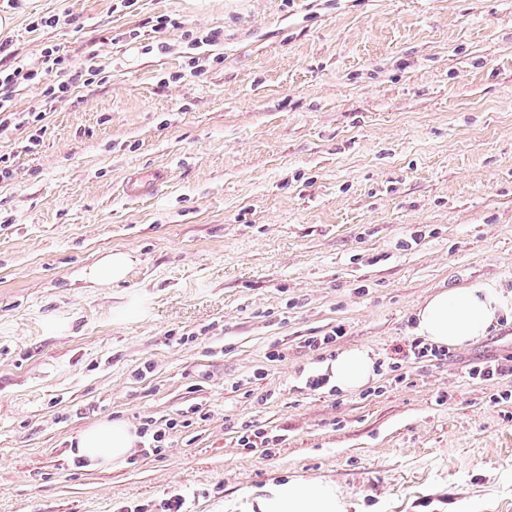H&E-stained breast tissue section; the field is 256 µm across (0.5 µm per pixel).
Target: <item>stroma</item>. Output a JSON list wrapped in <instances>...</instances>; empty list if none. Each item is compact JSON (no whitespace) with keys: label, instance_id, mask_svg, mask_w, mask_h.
<instances>
[{"label":"stroma","instance_id":"35a3bbf8","mask_svg":"<svg viewBox=\"0 0 512 512\" xmlns=\"http://www.w3.org/2000/svg\"><path fill=\"white\" fill-rule=\"evenodd\" d=\"M0 40L99 70L20 87L43 119L0 133V512H225L293 479L350 512H512V374L467 376L512 322L394 361L430 294L512 284V0H0ZM115 250L125 280L90 281ZM352 347L369 385L309 387ZM103 419L165 446L79 467ZM250 422L270 449L239 447ZM54 56V57H53ZM46 63L52 62L51 66L47 67L48 71L55 69L56 77L58 78L55 83L47 84L43 88V96L51 100H63L68 96V93L79 87L80 85H89L92 83V77L98 73L89 72V69L82 67H75L68 60L55 56L54 50L45 49ZM166 175L162 170H155L149 175H136L126 182V192L131 196H150L164 182ZM408 349L404 357L420 361L426 360H442L448 357V350L435 347L422 338H413L407 345Z\"/></svg>","mask_w":512,"mask_h":512}]
</instances>
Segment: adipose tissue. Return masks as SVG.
<instances>
[{
	"mask_svg": "<svg viewBox=\"0 0 512 512\" xmlns=\"http://www.w3.org/2000/svg\"><path fill=\"white\" fill-rule=\"evenodd\" d=\"M512 319V290L497 282H475L433 293L415 314L418 335L440 346L464 347L499 320ZM330 382L342 391H355L376 376L375 361L362 348H350L331 361ZM132 426L102 420L79 436L74 459L86 468L103 469L123 463L138 443ZM259 512H348L349 505L335 483L288 481L268 486L256 497Z\"/></svg>",
	"mask_w": 512,
	"mask_h": 512,
	"instance_id": "1",
	"label": "adipose tissue"
}]
</instances>
